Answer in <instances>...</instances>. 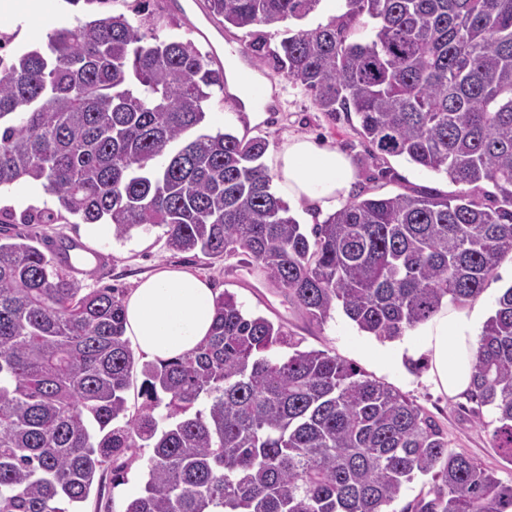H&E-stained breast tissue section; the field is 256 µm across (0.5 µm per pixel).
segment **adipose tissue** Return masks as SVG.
Returning <instances> with one entry per match:
<instances>
[{"label":"adipose tissue","mask_w":512,"mask_h":512,"mask_svg":"<svg viewBox=\"0 0 512 512\" xmlns=\"http://www.w3.org/2000/svg\"><path fill=\"white\" fill-rule=\"evenodd\" d=\"M356 170L343 153L306 138L284 141L275 157L274 183L283 196L304 202L319 217L345 204ZM217 291L196 274L160 267L125 297V335L138 353L158 361L189 352L204 342L215 323ZM481 312L443 306L408 338L391 346H369L381 363L397 366L420 354L430 358V380L454 397L472 383L479 347Z\"/></svg>","instance_id":"adipose-tissue-1"}]
</instances>
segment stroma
<instances>
[{"label": "stroma", "mask_w": 512, "mask_h": 512, "mask_svg": "<svg viewBox=\"0 0 512 512\" xmlns=\"http://www.w3.org/2000/svg\"><path fill=\"white\" fill-rule=\"evenodd\" d=\"M149 8L172 14L182 38L192 40L201 49L215 48L218 58L237 54L251 40L247 30H224L210 19L203 0H150ZM346 10L345 0H321L317 9L300 21L260 27L268 51L280 48L287 35L327 23ZM257 71L272 80L277 92L276 104L254 124H247L246 113L237 111L232 100L213 102L205 123L207 133L230 132L237 137L261 136L268 140L264 164H271L273 154L291 136H305L345 153L356 169L354 192L390 196L397 193L430 190L441 195L466 192L463 184L452 183L445 176L430 172L402 157L373 153L356 133L357 119L345 113L328 118L314 104L310 92L285 79L272 67L261 65ZM98 255L95 264L74 266L71 277L84 291L104 286L131 290L136 279L158 266L185 268L207 278L217 292L235 295L243 312L260 315L283 324L301 339L303 347L330 351L351 363L366 376L385 382L424 408L448 437V445L479 465L496 473L503 482L512 481V463L503 459L492 446L491 433L496 425L492 408H477L464 397L438 394L427 379L429 363L420 358L418 366L403 364L387 369L364 351L372 336L357 329L342 312H333L324 324L309 323L300 308L281 289L267 283L253 266L237 265L235 260L214 261L203 255L169 249L163 228L141 227L123 238L115 236L93 244ZM150 454L142 449L141 458L130 467L126 482L106 487L103 496H90L82 512H122L124 503L138 496L143 488V460Z\"/></svg>", "instance_id": "1"}]
</instances>
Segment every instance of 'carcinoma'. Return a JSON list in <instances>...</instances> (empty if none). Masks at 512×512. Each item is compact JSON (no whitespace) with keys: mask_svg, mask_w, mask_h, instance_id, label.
<instances>
[{"mask_svg":"<svg viewBox=\"0 0 512 512\" xmlns=\"http://www.w3.org/2000/svg\"><path fill=\"white\" fill-rule=\"evenodd\" d=\"M137 2L136 21L86 20L0 55V189L36 182L57 200L0 207V224L161 226L171 249L256 264L310 321L339 307L383 341L477 299L512 258V0H346L281 41L278 70L329 118L355 113L372 151L494 188L490 206L359 193L309 235L271 191L265 138L204 132L226 81L214 52ZM319 3L204 0L237 29ZM47 248L0 232V512H65L102 494L98 473L124 481L142 448L143 494L123 512H387L417 474L434 484L401 512H512V482L450 449L421 406L227 292L208 339L143 365L129 411L122 290L82 292ZM468 397L495 410L492 446L512 463V287L482 327Z\"/></svg>","mask_w":512,"mask_h":512,"instance_id":"obj_1","label":"carcinoma"}]
</instances>
